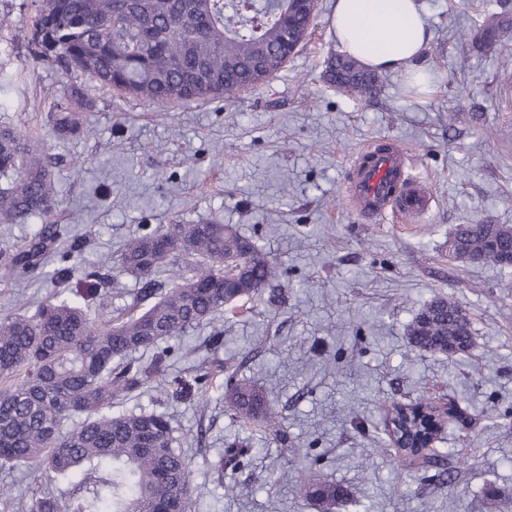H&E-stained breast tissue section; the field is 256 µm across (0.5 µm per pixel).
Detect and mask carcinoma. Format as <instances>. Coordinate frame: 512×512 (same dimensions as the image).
Wrapping results in <instances>:
<instances>
[{
    "label": "carcinoma",
    "instance_id": "obj_1",
    "mask_svg": "<svg viewBox=\"0 0 512 512\" xmlns=\"http://www.w3.org/2000/svg\"><path fill=\"white\" fill-rule=\"evenodd\" d=\"M317 0H38L26 36L28 61L79 71L103 86L150 105L231 99L264 83L286 65L309 35ZM473 41L492 47L512 41V11L484 15ZM330 83L353 98L377 91L381 77L347 55L333 57ZM60 137L81 131L75 110L55 113ZM0 223L49 216L56 205L52 173L29 135L0 127ZM69 237L62 224H43L28 243L0 247V270L24 273L46 250ZM454 238L467 250L487 247L488 262L512 248V227L460 224ZM73 240L52 271L61 288L72 279ZM229 265H224V262ZM142 283L139 313L106 317L84 303L112 274ZM279 266L230 224H167L145 227L128 240L110 272L82 270L85 293L42 302L30 315L20 306L0 313V466L11 464L52 481H68L64 495L41 492L29 512H188L191 462L174 446L164 413L112 414L161 371L166 354L148 367L123 359L166 338L222 320L243 300H262ZM418 351L452 355L473 343L472 321L456 303L432 299L407 327ZM224 388V413L243 426L263 421L274 434L283 416L272 392L248 379L204 374L199 388ZM424 402L392 403L393 444L418 437L417 412ZM400 462H419L448 473L447 454L437 448H399ZM305 498L317 512H336L346 497L337 483L300 477Z\"/></svg>",
    "mask_w": 512,
    "mask_h": 512
}]
</instances>
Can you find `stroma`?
Instances as JSON below:
<instances>
[{"label": "stroma", "instance_id": "stroma-1", "mask_svg": "<svg viewBox=\"0 0 512 512\" xmlns=\"http://www.w3.org/2000/svg\"><path fill=\"white\" fill-rule=\"evenodd\" d=\"M334 0H318L312 34L272 79L231 100L146 105L79 72L29 65L15 41L35 0H0V125L29 129L56 158L58 207L49 220L86 239L76 267L116 257L144 226L219 222L248 236L280 266L275 305L224 325L160 342L168 358L143 391L114 413L168 414L192 462L190 512H314L299 470L347 487L339 512H512V268L451 256L460 224L512 225V53L468 41L500 0H422L431 39L415 68L384 73L377 94L350 98L326 81L339 48ZM82 88L84 134L60 138L52 118L67 85ZM394 142L428 210L400 222L361 213L346 191L369 145ZM54 260L28 275L0 276V310L37 307L56 293ZM445 296L472 319L474 345L460 357L421 353L406 329ZM218 369L266 384L285 417L284 436L244 432L225 415L220 390L175 392L173 382ZM451 396L463 419L440 442L462 459L452 485L433 471L398 467L383 437L382 403ZM244 466L212 469L231 443ZM300 457H293V449Z\"/></svg>", "mask_w": 512, "mask_h": 512}]
</instances>
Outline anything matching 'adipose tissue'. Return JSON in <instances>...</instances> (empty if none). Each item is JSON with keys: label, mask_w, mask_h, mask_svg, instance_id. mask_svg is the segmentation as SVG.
<instances>
[{"label": "adipose tissue", "mask_w": 512, "mask_h": 512, "mask_svg": "<svg viewBox=\"0 0 512 512\" xmlns=\"http://www.w3.org/2000/svg\"><path fill=\"white\" fill-rule=\"evenodd\" d=\"M333 31L344 53L383 72L403 71L431 39L421 0H335Z\"/></svg>", "instance_id": "1"}]
</instances>
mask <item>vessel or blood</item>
I'll use <instances>...</instances> for the list:
<instances>
[{"label": "vessel or blood", "instance_id": "vessel-or-blood-1", "mask_svg": "<svg viewBox=\"0 0 512 512\" xmlns=\"http://www.w3.org/2000/svg\"><path fill=\"white\" fill-rule=\"evenodd\" d=\"M371 163L354 164L348 179L349 197L361 212L381 215L389 211L403 215L418 214L426 210L430 200L425 191L407 183V156L401 149L377 152L375 146H368ZM402 184L401 194H394V184Z\"/></svg>", "mask_w": 512, "mask_h": 512}]
</instances>
